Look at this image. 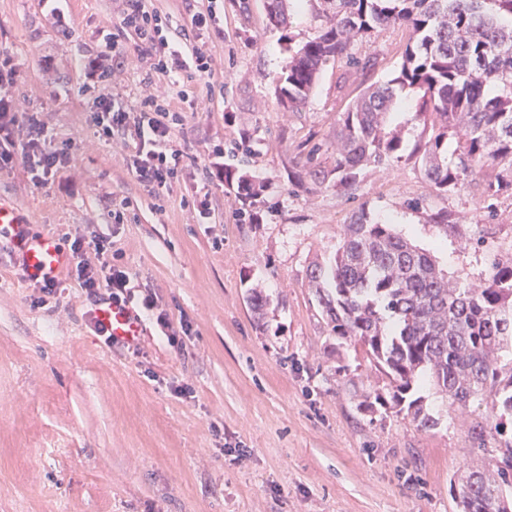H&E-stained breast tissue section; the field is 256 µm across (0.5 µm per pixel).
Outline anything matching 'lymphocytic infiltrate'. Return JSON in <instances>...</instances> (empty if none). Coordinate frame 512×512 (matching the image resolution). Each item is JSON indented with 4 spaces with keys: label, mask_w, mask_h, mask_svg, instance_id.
Instances as JSON below:
<instances>
[{
    "label": "lymphocytic infiltrate",
    "mask_w": 512,
    "mask_h": 512,
    "mask_svg": "<svg viewBox=\"0 0 512 512\" xmlns=\"http://www.w3.org/2000/svg\"><path fill=\"white\" fill-rule=\"evenodd\" d=\"M125 27L134 29L142 50L153 52L152 68L155 72L170 74L187 69L198 73L208 72L207 57L197 46L175 43L163 34L156 14L146 9L144 0H128V9L122 18ZM94 125L98 134L106 139L134 131L135 144L131 153L132 165L138 181L154 196L163 195L169 184L177 178L181 157L166 153L164 146L174 127L181 125L183 112L170 100L150 98L138 110L129 109L121 99L98 98L93 102ZM16 119L7 101L0 98V171L23 163L32 174L34 185L44 186L70 161L71 152L47 144L40 128H33L29 140L17 145L13 129ZM69 264L67 277L74 279L93 307L103 305L132 306L140 302L142 310L153 316L163 329L170 345H178L179 334L190 331L188 323L173 327L168 314L160 310L154 296L135 300L130 289V276L121 264L115 263L112 241L109 237L82 234L65 235ZM63 276V277H66ZM60 276L46 278L30 275L29 280L40 292L37 305H44L62 286Z\"/></svg>",
    "instance_id": "f902f5d3"
}]
</instances>
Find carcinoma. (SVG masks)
I'll return each instance as SVG.
<instances>
[{"mask_svg":"<svg viewBox=\"0 0 512 512\" xmlns=\"http://www.w3.org/2000/svg\"><path fill=\"white\" fill-rule=\"evenodd\" d=\"M322 21L314 38L287 47L278 98L290 111L305 105L320 73L351 44L388 26L411 30L400 67L369 87L341 119L335 166L314 176L348 190L358 170L400 158L402 141L385 131L395 92L419 94V112L432 118V136L415 145L426 179L448 193L497 168L487 197L512 188V0H308ZM288 0H270L269 20L283 26ZM224 182L252 199L262 185L233 170ZM333 335L365 348L390 380L375 402L412 416L422 428L437 425L424 412L413 384L427 376L451 405L467 409L491 401L495 414L476 422L470 462L459 493L460 512H512V266L496 267L486 287L451 280L431 253L372 223L364 212L346 232L328 265L310 267ZM495 447H488L489 441Z\"/></svg>","mask_w":512,"mask_h":512,"instance_id":"cac0c4a2","label":"carcinoma"}]
</instances>
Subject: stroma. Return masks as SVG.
<instances>
[{
  "label": "stroma",
  "instance_id": "stroma-1",
  "mask_svg": "<svg viewBox=\"0 0 512 512\" xmlns=\"http://www.w3.org/2000/svg\"><path fill=\"white\" fill-rule=\"evenodd\" d=\"M210 5L218 23L194 30L193 14ZM146 7L170 39L196 42L208 74L150 73L121 25L127 0H63L61 22L41 0H0V53L15 73L0 98L16 116L15 140L35 120L53 145L72 146L48 185L20 163L0 172V201L28 212L36 233L110 236L135 296L154 294L172 324L191 325L176 348L147 317L140 351L108 348L74 280L34 307L36 289L0 243V512H459L452 481L473 456L478 410L449 406L425 379L414 393L434 428L364 408L388 380L360 345L332 335L308 271L332 260L344 224L363 211L429 250L451 278L488 283L512 265V189L486 199L496 175L487 169L436 191L410 158L429 134L410 89L387 117L404 159L363 168L349 190L311 178L334 166L343 113L399 68L408 29L355 43L291 112L276 87L286 45L319 29L307 0H295L283 29L268 24L265 0ZM90 57L108 72L92 86L79 68ZM180 89L194 103L167 148L184 167L159 201L132 172L127 139L95 134L92 102L115 96L136 109ZM218 145L225 168L265 183L258 199L202 182ZM203 196L206 222L194 205ZM413 198L425 208L407 207ZM436 212L457 231L431 221ZM182 384L191 396L176 393Z\"/></svg>",
  "mask_w": 512,
  "mask_h": 512
}]
</instances>
